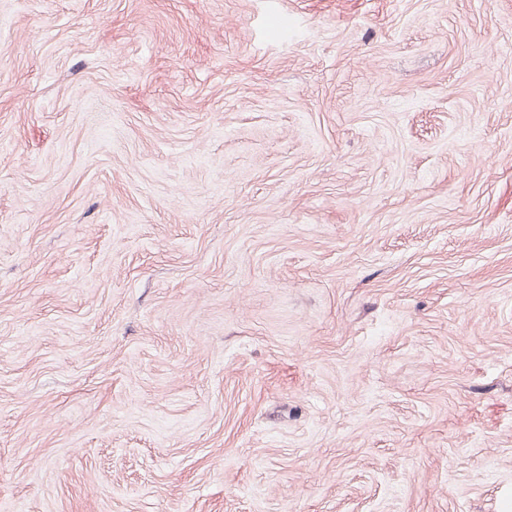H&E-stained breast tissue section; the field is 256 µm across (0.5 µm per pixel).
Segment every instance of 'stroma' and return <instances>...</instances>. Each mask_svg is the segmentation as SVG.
<instances>
[{
	"instance_id": "stroma-1",
	"label": "stroma",
	"mask_w": 512,
	"mask_h": 512,
	"mask_svg": "<svg viewBox=\"0 0 512 512\" xmlns=\"http://www.w3.org/2000/svg\"><path fill=\"white\" fill-rule=\"evenodd\" d=\"M512 512V0H0V503Z\"/></svg>"
}]
</instances>
